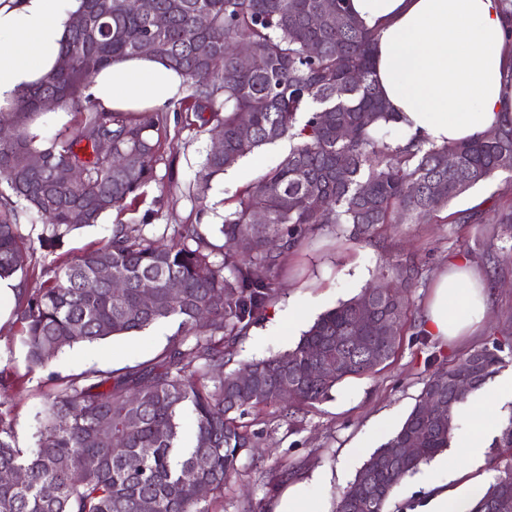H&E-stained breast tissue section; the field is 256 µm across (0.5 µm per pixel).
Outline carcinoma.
<instances>
[{
	"mask_svg": "<svg viewBox=\"0 0 512 512\" xmlns=\"http://www.w3.org/2000/svg\"><path fill=\"white\" fill-rule=\"evenodd\" d=\"M329 1L339 21L311 25ZM84 11L98 16L95 31L71 29L62 49L76 66L54 70L23 92L12 111L0 112V122L13 130L0 141V184L8 189L0 191V278L26 274L21 216L43 221L40 243L52 253L73 231L124 209L154 178L159 140L151 132L161 131L163 119L143 122L132 112L101 111L85 96L100 68L135 55L145 38L154 41L152 56L184 77L188 94L180 107L188 125L209 126L224 141V150L208 153L197 174L198 195L254 150L285 136L299 142L224 216L222 245L194 224L164 248L146 225L116 224L101 246L44 269L47 279L38 291L18 303L34 366L77 344L141 332L173 317L189 330L151 364L63 379L48 394L31 449L19 447L13 426L0 419V466L24 475L0 484V512H142L145 502L152 512H212L211 503L224 498V486L252 447L255 433L243 419L284 401L276 384L293 387L284 402L297 411L328 398L345 379L371 373L394 356L395 346L381 339L382 323L399 329L410 310L402 291L366 288L321 315L294 348L249 363L256 384L242 387L237 372H224V358L274 299L277 270L288 253L320 224H350L352 239L367 241L401 211L412 223L433 220L495 173L512 172V114L482 137L450 146L379 141L397 114L372 79L375 33L358 21L350 0H144L137 13L123 9L121 0H85ZM198 12L209 17L203 32L195 25ZM158 15L166 17L162 29L153 24ZM241 41L257 48L261 67L238 66L231 47ZM310 44L319 45L317 55L308 53ZM43 95L57 96L81 121L73 134H57L38 148L28 128ZM244 114L252 129L245 141L239 131ZM339 127L349 128L351 137H336ZM103 139L112 144L108 155L98 151ZM61 167L80 170L82 179L57 180ZM258 211L267 223L257 229ZM243 237L251 246L240 254L232 244ZM102 263L124 283L122 294L109 283L86 290ZM172 280L180 284L177 295L167 292ZM146 281L153 288H143ZM147 291L154 301L144 306ZM367 300L376 306V327L361 352L350 337L357 335V311ZM500 351L495 343L467 355L476 363L471 393L483 391L498 373ZM338 355L350 368L320 374ZM435 400L442 408L421 418L423 403ZM467 401L456 395L451 370L438 367L402 424L342 491L335 512H383L401 479L450 447L456 412ZM105 417L112 419L110 436L99 430ZM410 440L416 446L411 456L392 453ZM491 447L504 466L496 467L498 475L469 512H501V500L512 503V415Z\"/></svg>",
	"mask_w": 512,
	"mask_h": 512,
	"instance_id": "carcinoma-1",
	"label": "carcinoma"
}]
</instances>
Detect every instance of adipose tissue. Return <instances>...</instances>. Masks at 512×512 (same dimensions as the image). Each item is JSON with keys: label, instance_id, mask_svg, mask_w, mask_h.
Returning a JSON list of instances; mask_svg holds the SVG:
<instances>
[{"label": "adipose tissue", "instance_id": "1", "mask_svg": "<svg viewBox=\"0 0 512 512\" xmlns=\"http://www.w3.org/2000/svg\"><path fill=\"white\" fill-rule=\"evenodd\" d=\"M84 0H0V110L37 86L61 60ZM376 34L373 79L402 138L444 146L474 140L512 113V13L503 0H350ZM184 78L165 62L118 59L91 79L98 109L162 112L180 99ZM488 312L483 275L463 258L449 260L426 306L423 332L448 343L475 331ZM455 462L436 459L419 512H467L470 499L448 495Z\"/></svg>", "mask_w": 512, "mask_h": 512}]
</instances>
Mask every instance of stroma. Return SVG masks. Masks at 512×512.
<instances>
[{"instance_id":"1","label":"stroma","mask_w":512,"mask_h":512,"mask_svg":"<svg viewBox=\"0 0 512 512\" xmlns=\"http://www.w3.org/2000/svg\"><path fill=\"white\" fill-rule=\"evenodd\" d=\"M166 118L155 177L132 205L107 214L95 226L72 232L52 254L41 247L38 230H30L31 263L24 281L28 291L39 288L44 266L73 261L98 247L119 222L147 225L161 246L170 244L175 229L184 224L198 225L209 239H216L222 216L291 146L285 138L248 154L214 177L199 201L192 186L211 149L212 135L187 126L178 110H169ZM506 204H512V173L501 172L450 204V211L473 214L469 224L441 218L425 224H388L369 241L352 240L347 224H326L307 235L303 246L286 259L277 278V297L239 340L227 370L294 348L320 314L369 284L390 280L398 264L416 265L421 272L408 291L410 318L384 368L345 380L331 399L289 422L280 421L275 408L265 409L253 422L258 434L255 447L241 459L237 474L224 489L223 502L213 504V512H242L245 501L252 512H266L269 503L296 483L304 484L313 499L334 507L370 454L405 420L429 375L438 366L463 360L470 351L496 342L502 348L504 367L487 385L496 423L478 430L482 447L462 461L448 483V493L463 496L493 481L491 443L500 432V422L512 415V233L496 228L499 210ZM456 257L466 258L488 280L489 310L474 335L444 345L423 335L419 322L437 276ZM297 312L303 314V322L290 325L289 315ZM181 334L180 321L173 318L132 335L74 346L34 367L21 340V324L11 318L0 326V370L6 376L5 385H0V417L12 423L19 447H32L36 414L62 378L154 362ZM429 470V465H421L395 486L390 512H415L426 503L424 481ZM267 475L277 477L276 491L265 486Z\"/></svg>"}]
</instances>
